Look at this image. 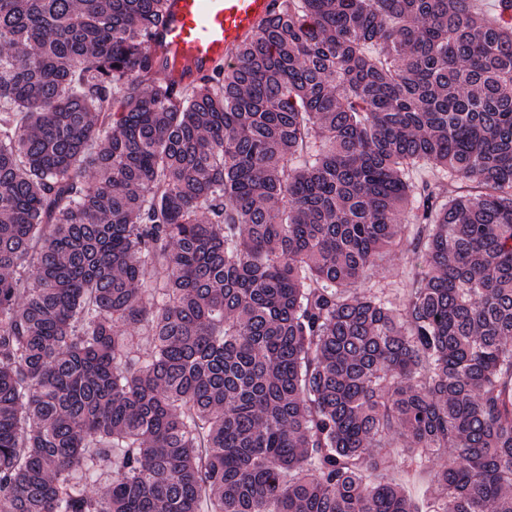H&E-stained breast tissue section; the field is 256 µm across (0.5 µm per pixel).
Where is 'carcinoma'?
<instances>
[{"label": "carcinoma", "instance_id": "1", "mask_svg": "<svg viewBox=\"0 0 512 512\" xmlns=\"http://www.w3.org/2000/svg\"><path fill=\"white\" fill-rule=\"evenodd\" d=\"M496 7L280 0L177 92L166 0H0V512H512ZM415 256L412 251H393L365 282L357 284V292L365 294L376 288H402L404 274L411 268Z\"/></svg>", "mask_w": 512, "mask_h": 512}]
</instances>
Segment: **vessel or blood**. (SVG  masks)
I'll return each instance as SVG.
<instances>
[{"mask_svg": "<svg viewBox=\"0 0 512 512\" xmlns=\"http://www.w3.org/2000/svg\"><path fill=\"white\" fill-rule=\"evenodd\" d=\"M274 8L275 0H167L151 44L175 55L176 82L187 88L234 65L238 46Z\"/></svg>", "mask_w": 512, "mask_h": 512, "instance_id": "1", "label": "vessel or blood"}]
</instances>
